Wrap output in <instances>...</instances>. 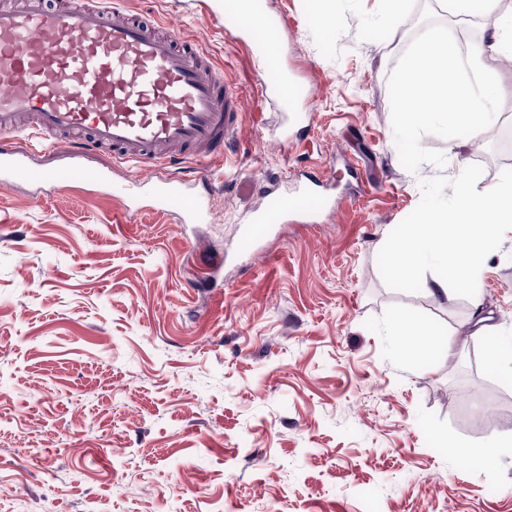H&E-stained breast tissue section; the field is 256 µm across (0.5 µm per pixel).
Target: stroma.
<instances>
[{
	"instance_id": "1",
	"label": "stroma",
	"mask_w": 512,
	"mask_h": 512,
	"mask_svg": "<svg viewBox=\"0 0 512 512\" xmlns=\"http://www.w3.org/2000/svg\"><path fill=\"white\" fill-rule=\"evenodd\" d=\"M124 0L190 35L218 62L238 52L239 0ZM303 99L246 110L213 170L211 220L164 218L142 189L0 185V512H512V467L459 466L446 442L512 437V381L488 361L490 318L512 331V234L488 255L478 300L385 285L377 254L420 183L512 168V56L499 59L500 119L448 159L451 132L401 137L395 82L417 42L456 55L494 29L480 8L407 0L399 37L384 0H260ZM320 174L335 211L282 223L240 271L234 253L263 186ZM406 314L460 349L403 360L387 323Z\"/></svg>"
}]
</instances>
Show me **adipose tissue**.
<instances>
[{
	"mask_svg": "<svg viewBox=\"0 0 512 512\" xmlns=\"http://www.w3.org/2000/svg\"><path fill=\"white\" fill-rule=\"evenodd\" d=\"M508 49H512V17L502 19L490 41L476 43L465 61L439 42L419 43L395 83L403 135L439 125L465 141L479 142L492 120L493 101L500 95L496 62ZM468 69L484 75L486 93L475 92L464 75ZM389 327L407 359L421 361L433 355L449 359L456 354L452 341L433 346L430 328L408 315L395 316Z\"/></svg>",
	"mask_w": 512,
	"mask_h": 512,
	"instance_id": "obj_1",
	"label": "adipose tissue"
}]
</instances>
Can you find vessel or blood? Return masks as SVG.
<instances>
[{
	"instance_id": "vessel-or-blood-1",
	"label": "vessel or blood",
	"mask_w": 512,
	"mask_h": 512,
	"mask_svg": "<svg viewBox=\"0 0 512 512\" xmlns=\"http://www.w3.org/2000/svg\"><path fill=\"white\" fill-rule=\"evenodd\" d=\"M286 78L267 72L255 101L272 102ZM242 89L187 36L102 0H22L0 7V182L79 175L82 185L115 188L112 172L94 166L111 152L125 166L129 191L148 186L158 205L184 200V223L206 211L197 192L210 183L207 163L223 160L241 125ZM28 134L27 153L14 140ZM53 150L59 170L32 167L31 156ZM298 192L319 209L334 206L326 183L307 177ZM264 207L245 225L243 240L294 213L287 193L263 189Z\"/></svg>"
}]
</instances>
